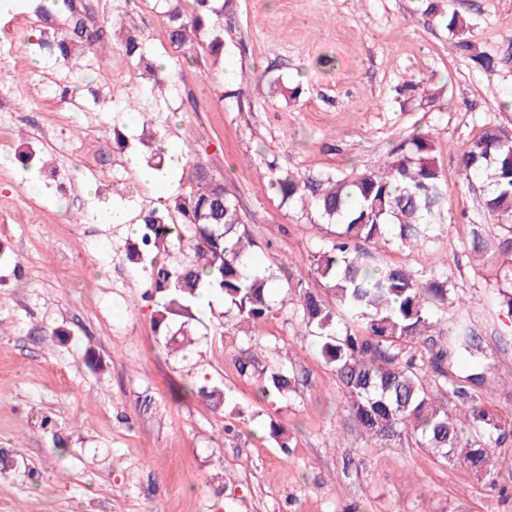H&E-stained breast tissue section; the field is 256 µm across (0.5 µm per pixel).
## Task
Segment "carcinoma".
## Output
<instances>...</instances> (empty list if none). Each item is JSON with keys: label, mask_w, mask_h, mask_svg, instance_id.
I'll use <instances>...</instances> for the list:
<instances>
[{"label": "carcinoma", "mask_w": 512, "mask_h": 512, "mask_svg": "<svg viewBox=\"0 0 512 512\" xmlns=\"http://www.w3.org/2000/svg\"><path fill=\"white\" fill-rule=\"evenodd\" d=\"M156 2L161 4L167 41L181 57L195 58L198 32L205 28L209 55L215 61L221 58L224 14L234 10L235 0H192L190 12L183 0ZM425 13L455 36L468 28L453 0H427ZM107 39L131 59L144 83L161 87L168 80L133 27L113 26L94 40L45 39L40 48L67 61L97 53ZM161 139L154 121L144 119L135 151L151 161L161 150ZM458 164L468 184H479L483 207L502 230L501 236L490 238L482 225H471V255L494 264L496 279L512 285V138L487 126ZM188 167L190 191L143 215L139 239L127 250L150 287L163 294L154 311L155 332L169 343L186 336L188 321L194 319L193 299L205 284L224 297L227 312L258 336L271 311L272 275L256 266L254 243L224 183L198 161ZM270 186L285 202L303 196L304 186L291 176L277 177ZM309 191L324 222L341 227L331 247L313 255L316 273L328 284L336 305L303 287L290 271L281 279L295 293L311 335L320 338V354L336 370L349 416L375 441L407 432L417 447L436 458L462 461L495 484L497 469L512 471V457L495 461L490 448L512 435V423L484 402L488 380L466 317L458 315L451 334L432 333L441 325L439 307L459 304L448 288V276L433 270L421 278L403 266H372L351 247L358 240L377 243L391 237L424 249L435 243L448 183L430 136L413 134L392 148L382 167L342 178L329 174ZM184 243L194 255L188 262L177 257ZM341 309L356 314L360 328L340 327ZM412 343L419 349L411 351ZM256 380L258 396L268 399L291 390L295 376L281 365Z\"/></svg>", "instance_id": "obj_1"}]
</instances>
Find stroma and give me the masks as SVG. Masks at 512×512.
<instances>
[{"mask_svg":"<svg viewBox=\"0 0 512 512\" xmlns=\"http://www.w3.org/2000/svg\"><path fill=\"white\" fill-rule=\"evenodd\" d=\"M89 25L122 19L170 64V80L143 89L118 45L62 62L39 39L72 24L64 0H0V512H512V476L476 480L463 463L436 460L410 439L361 436L346 396L320 355L294 295L270 290L262 335L225 316L197 313L186 354L154 331V301L126 250L140 214L186 193L143 184L131 150L138 100L163 139L189 150L236 197L260 263L289 270L331 301L313 256L332 240L312 196L282 202L271 178L313 181L378 167L415 132L429 133L452 190L433 252L390 241L367 245L371 263L430 271L466 301L445 309L443 330L465 315L480 337L492 410L512 417V314L499 307L489 265L467 250L472 225L498 228L458 158L483 126L512 133V0H454L468 40L491 56L475 66L420 0H237L224 19V54L184 61L169 46L153 0H84ZM335 57L334 67L319 65ZM415 90L401 92L404 82ZM300 86L297 99L286 87ZM43 154L47 171L26 166ZM123 207L129 224H111ZM283 363L295 389L259 402L238 371ZM221 388L212 406L185 393L194 379ZM276 420L287 447L262 430ZM233 432H225L226 424Z\"/></svg>","mask_w":512,"mask_h":512,"instance_id":"stroma-1","label":"stroma"}]
</instances>
